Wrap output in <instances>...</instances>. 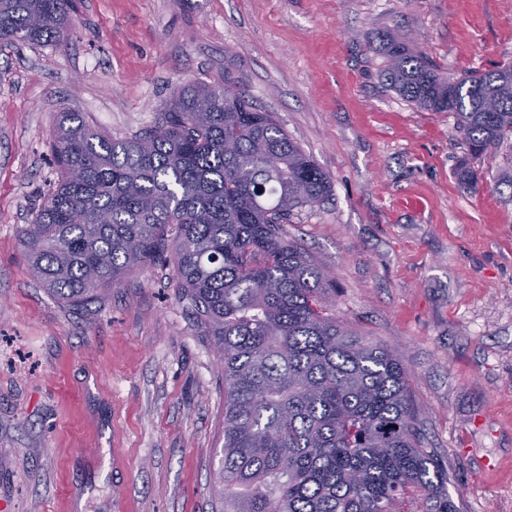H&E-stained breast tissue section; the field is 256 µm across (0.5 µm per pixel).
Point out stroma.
<instances>
[{"instance_id": "obj_1", "label": "stroma", "mask_w": 512, "mask_h": 512, "mask_svg": "<svg viewBox=\"0 0 512 512\" xmlns=\"http://www.w3.org/2000/svg\"><path fill=\"white\" fill-rule=\"evenodd\" d=\"M63 41L0 43V512H215L224 375L166 266L83 309L18 235L57 179L62 112L125 138L172 90L232 76L333 193L285 224L338 316L409 373L460 512H512V190L460 186L454 116L383 80L378 34L444 75L512 64V0H76ZM420 209L409 208V200Z\"/></svg>"}]
</instances>
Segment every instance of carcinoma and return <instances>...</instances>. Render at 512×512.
Returning <instances> with one entry per match:
<instances>
[{"label":"carcinoma","instance_id":"obj_1","mask_svg":"<svg viewBox=\"0 0 512 512\" xmlns=\"http://www.w3.org/2000/svg\"><path fill=\"white\" fill-rule=\"evenodd\" d=\"M74 13L73 0H0V42L61 41ZM380 50L402 99L455 116L460 180L478 183L470 161L504 148L495 182L512 191V66L458 80L392 32ZM52 138L60 177L20 230L29 270L80 309L171 267L224 373V512H459L402 361L336 317L332 281L285 239L329 177L232 77L177 87L131 137L61 112Z\"/></svg>","mask_w":512,"mask_h":512}]
</instances>
